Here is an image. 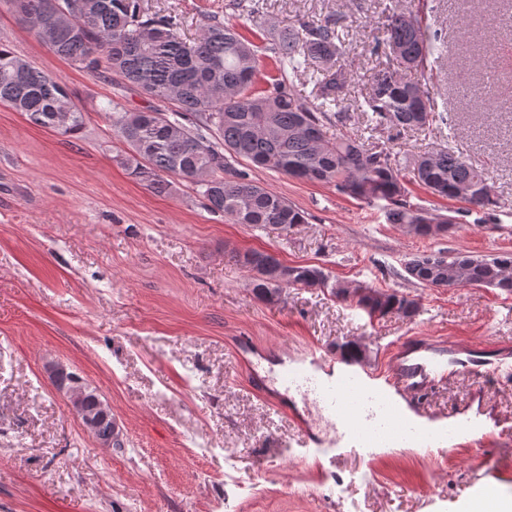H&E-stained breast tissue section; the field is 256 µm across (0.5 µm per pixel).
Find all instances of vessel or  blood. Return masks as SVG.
Instances as JSON below:
<instances>
[{"label":"vessel or blood","instance_id":"obj_1","mask_svg":"<svg viewBox=\"0 0 512 512\" xmlns=\"http://www.w3.org/2000/svg\"><path fill=\"white\" fill-rule=\"evenodd\" d=\"M495 375L512 367L471 349L466 359L450 360L447 350L424 338L399 342L383 370L346 362L319 347L306 350L292 365H281L274 381L285 392L300 394L318 411L323 433L308 432L316 447L379 448L382 430L397 431L414 447L434 448V433L417 420L422 399L438 384L471 374L474 365Z\"/></svg>","mask_w":512,"mask_h":512}]
</instances>
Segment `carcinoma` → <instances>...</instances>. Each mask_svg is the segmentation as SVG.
Wrapping results in <instances>:
<instances>
[{
    "mask_svg": "<svg viewBox=\"0 0 512 512\" xmlns=\"http://www.w3.org/2000/svg\"><path fill=\"white\" fill-rule=\"evenodd\" d=\"M56 56L91 72L115 74L180 111L131 112L105 108L113 131L127 146L122 164L135 179L157 193L172 178L191 182L207 209L237 224L288 231L307 221L284 197L242 177L227 178L228 158L292 178L331 184L340 193L367 204H382L386 220L422 238L448 233L450 224H414L419 207L407 200L408 185L452 198L449 189L479 187L469 204L493 203L483 169L446 147L417 154L377 150L356 134L343 131L344 42L338 21H302L271 32L259 45L229 20L210 19L193 44L183 42L170 17H149L140 0H0ZM228 8L252 18L266 32L253 0H231ZM386 35L371 53L392 55L396 63L378 74L364 103L383 130L423 132L444 121L424 73L433 49L422 17L401 7L387 16ZM277 74L265 75L268 88L257 89L264 60ZM313 85L304 94L294 78ZM0 104L24 114L35 125L63 135L79 133L85 113L58 78L0 47ZM251 273L254 293L270 304L291 287L327 288L329 276L317 265H288L274 254L249 250L237 254ZM407 279L428 288L484 286L512 292V254L472 256L447 251L415 254L404 264ZM369 316H414L416 298L361 283L332 286Z\"/></svg>",
    "mask_w": 512,
    "mask_h": 512,
    "instance_id": "carcinoma-1",
    "label": "carcinoma"
}]
</instances>
